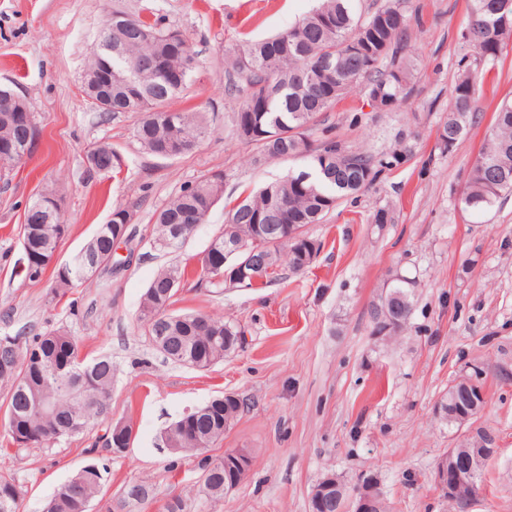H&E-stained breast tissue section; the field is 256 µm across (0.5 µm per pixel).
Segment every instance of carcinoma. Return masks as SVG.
Returning a JSON list of instances; mask_svg holds the SVG:
<instances>
[{
  "instance_id": "1",
  "label": "carcinoma",
  "mask_w": 512,
  "mask_h": 512,
  "mask_svg": "<svg viewBox=\"0 0 512 512\" xmlns=\"http://www.w3.org/2000/svg\"><path fill=\"white\" fill-rule=\"evenodd\" d=\"M112 6V111L141 114L133 136L155 156L171 148L174 156L190 153L209 133L205 115L195 109H175L172 103L190 93V76L197 66L193 44L179 53L170 51L182 32L165 26L155 12L143 5L134 10ZM405 0H384L364 11L360 0H318V6L284 31L248 42L225 54L228 90L241 92L243 103L233 115L237 137L256 146L271 160H303V169L241 194L226 211L224 231L214 237L213 252L224 255V237L232 234L245 250L263 247L273 268L282 265L297 272L288 235L320 224L340 200L371 185L390 164L361 150H349L324 126L323 115L356 84L381 111H392L409 100L419 73L415 60L399 54L408 35L411 17ZM462 38L477 57L461 69L450 92L448 117L438 130V145L451 152L477 124L481 112L477 85L481 63L493 60L512 39V0H473ZM155 62L144 71L141 65ZM266 100L261 111L248 112L245 102ZM278 135L272 140L270 136ZM224 178L208 176L180 188L156 213L152 245L176 251L184 241L174 239L172 218L194 213L206 219L223 195ZM512 193V102L502 104L486 133V145L474 160L462 194L472 213L489 211L501 196ZM279 202L288 218L274 222V229L253 234L258 216ZM131 206L112 211V223L98 225L88 245L97 254L112 248L118 229L134 217ZM68 224H27L21 236V252L44 262L57 251ZM81 265L56 271V292H64L84 280ZM188 270L178 264L161 268L150 282L140 309L139 322L152 347L166 360L197 370H207L242 344L244 331L224 317L201 312L172 311L175 296ZM412 281L392 280L372 304L373 323L391 325L388 336L399 335L413 311ZM11 366L0 368L4 393V438L17 447L44 448L85 434L107 412L115 367L112 357L86 360L80 342L65 328L37 336L19 334ZM247 408L246 400L216 396L199 407L196 417L182 415L162 432L165 448L200 457L199 493L212 499L224 494V464L207 455L224 438V432ZM108 470L96 464L86 474L75 475L48 500L46 512H89L91 502L107 482ZM350 492L336 479V490L327 512H343ZM21 486L12 475L0 474V512H19Z\"/></svg>"
}]
</instances>
